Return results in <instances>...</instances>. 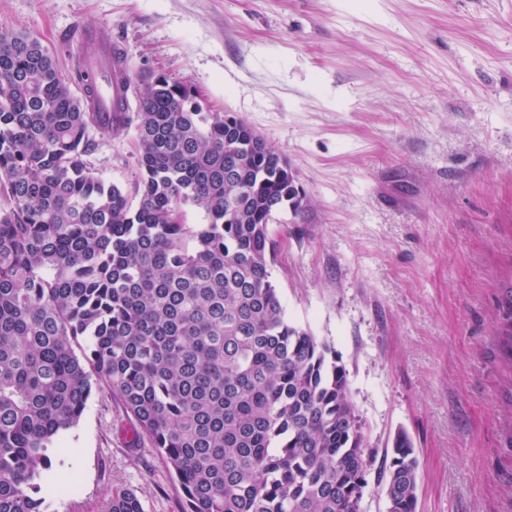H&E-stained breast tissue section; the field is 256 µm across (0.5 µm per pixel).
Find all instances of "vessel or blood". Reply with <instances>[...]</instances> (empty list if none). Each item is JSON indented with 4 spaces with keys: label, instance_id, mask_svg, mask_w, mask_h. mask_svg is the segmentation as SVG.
<instances>
[{
    "label": "vessel or blood",
    "instance_id": "obj_1",
    "mask_svg": "<svg viewBox=\"0 0 512 512\" xmlns=\"http://www.w3.org/2000/svg\"><path fill=\"white\" fill-rule=\"evenodd\" d=\"M81 54L77 61L76 71L83 82H91L96 86L100 109L112 111L116 99V88L112 77V43L101 41L88 29L82 30L78 37Z\"/></svg>",
    "mask_w": 512,
    "mask_h": 512
}]
</instances>
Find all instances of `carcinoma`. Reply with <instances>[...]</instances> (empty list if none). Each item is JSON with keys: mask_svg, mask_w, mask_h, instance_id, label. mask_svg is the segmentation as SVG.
I'll use <instances>...</instances> for the list:
<instances>
[{"mask_svg": "<svg viewBox=\"0 0 512 512\" xmlns=\"http://www.w3.org/2000/svg\"><path fill=\"white\" fill-rule=\"evenodd\" d=\"M97 112L38 39L0 31V512H44L51 449L95 390L176 477L181 512H361L369 466L346 369L285 318L270 225L302 210L253 128L159 75ZM135 128L133 192L96 175L91 133ZM202 211L187 224L183 206ZM81 345L80 353L74 346ZM396 436L387 512H416ZM102 512H144L135 492Z\"/></svg>", "mask_w": 512, "mask_h": 512, "instance_id": "carcinoma-1", "label": "carcinoma"}]
</instances>
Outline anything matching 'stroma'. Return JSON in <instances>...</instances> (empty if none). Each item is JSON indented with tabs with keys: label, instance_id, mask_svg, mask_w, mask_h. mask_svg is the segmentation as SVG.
I'll return each instance as SVG.
<instances>
[{
	"label": "stroma",
	"instance_id": "1",
	"mask_svg": "<svg viewBox=\"0 0 512 512\" xmlns=\"http://www.w3.org/2000/svg\"><path fill=\"white\" fill-rule=\"evenodd\" d=\"M133 74L187 85L249 123L307 196L270 231L285 317L345 367L370 460L362 512L397 432L418 458V512H512V0H0L72 76L76 30ZM88 161L133 190L136 134ZM132 420L97 391L53 453L75 489L46 512H145L183 492ZM102 512H144L141 500L134 491L122 490L112 494L103 506Z\"/></svg>",
	"mask_w": 512,
	"mask_h": 512
}]
</instances>
